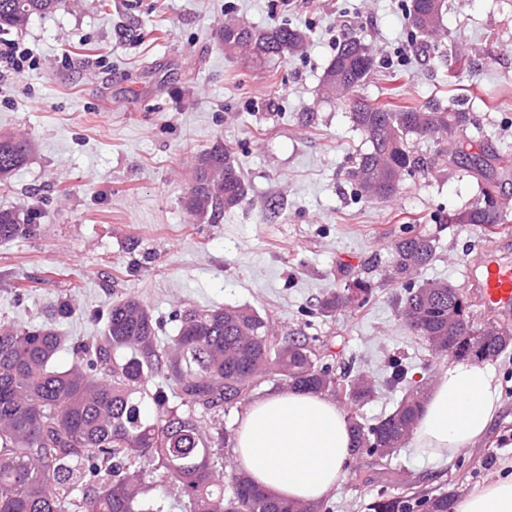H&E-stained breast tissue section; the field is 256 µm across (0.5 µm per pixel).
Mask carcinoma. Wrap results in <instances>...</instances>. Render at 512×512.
Listing matches in <instances>:
<instances>
[{
    "instance_id": "cac0c4a2",
    "label": "carcinoma",
    "mask_w": 512,
    "mask_h": 512,
    "mask_svg": "<svg viewBox=\"0 0 512 512\" xmlns=\"http://www.w3.org/2000/svg\"><path fill=\"white\" fill-rule=\"evenodd\" d=\"M61 0H0V37L25 29L35 15L55 12ZM444 3L410 0L408 16L423 41L441 38ZM309 41L306 30L284 23L260 30L224 14V54L255 64L297 54ZM375 66L372 50L358 35L338 46L321 77L322 95L348 101L351 119L367 149L358 154L348 177L359 194L387 199L399 192L403 176L420 167L412 141L448 138L435 159L461 166L477 180L480 196L471 206L448 215L450 224H470L491 236L507 228L509 212L499 196L497 155L461 156L458 131L470 124L467 112L451 107L403 105L396 108L353 98ZM30 142L0 135V183L27 160ZM249 184L224 141L218 140L194 163L183 208L196 223H214L238 207ZM40 212L33 206L0 208V240L35 234ZM435 253L433 239L418 233L391 245L389 278L401 283L400 319L436 356L483 363L512 345V333L496 322L477 320L472 299L443 280L416 282L413 276ZM373 285L356 278L318 301L316 313L333 316L362 308ZM72 313L61 298L38 325L0 319V512H166L171 495L182 512H326L320 502H293L257 488L240 464L224 469L221 446L230 439L217 428L212 436L195 414L226 411L249 401L262 382L275 376L286 389L311 391L345 401L353 428L351 455L387 462L413 434L429 382L409 378L394 359L386 383L400 391L395 408L374 423L357 409L376 384L337 373L333 355L315 350L309 338L281 344L270 336L268 320L246 306L186 308L178 334L157 348L158 322L151 308L129 296L112 304L103 335L71 346L72 360L59 362L67 340L57 323ZM166 368L182 411L171 407L151 418L142 414L152 393L153 374ZM457 494L396 495L382 491L368 512H456Z\"/></svg>"
}]
</instances>
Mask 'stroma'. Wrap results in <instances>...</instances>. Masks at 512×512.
Here are the masks:
<instances>
[{"mask_svg": "<svg viewBox=\"0 0 512 512\" xmlns=\"http://www.w3.org/2000/svg\"><path fill=\"white\" fill-rule=\"evenodd\" d=\"M407 0H63L0 45V134L32 141L27 162L0 184V207L41 206L27 239L0 240V318L40 323L58 298L69 341L102 335L95 311L143 300L158 336L176 335L188 306H248L277 340L304 335L335 355L337 370L378 379L360 409L373 422L398 399L381 380L401 357L436 380L434 358L397 313L399 284L384 275L392 242L420 231L435 241L423 280L464 287L466 263L492 246L512 262V231L485 236L447 223L478 196L462 168L438 164L404 177L396 196L368 200L347 172L364 148L349 109L322 97L339 41L358 34L376 68L357 90L373 103L458 101L472 123L458 139L488 151L509 175L512 207V0H447L437 42L414 35ZM268 29L308 28L304 52L256 68L225 55L226 12ZM22 67L6 63L11 50ZM466 64H457L455 50ZM236 156L246 200L213 224L189 223L182 199L192 163L216 139ZM370 280L363 308L316 314L327 293ZM501 408L485 436L452 459L404 445L385 465L352 457L328 512H366L380 489L459 496L512 473V348L492 360Z\"/></svg>", "mask_w": 512, "mask_h": 512, "instance_id": "1", "label": "stroma"}]
</instances>
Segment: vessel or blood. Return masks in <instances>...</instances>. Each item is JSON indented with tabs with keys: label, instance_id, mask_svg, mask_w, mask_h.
Masks as SVG:
<instances>
[{
	"label": "vessel or blood",
	"instance_id": "obj_1",
	"mask_svg": "<svg viewBox=\"0 0 512 512\" xmlns=\"http://www.w3.org/2000/svg\"><path fill=\"white\" fill-rule=\"evenodd\" d=\"M466 282L479 293L483 311L503 314L512 310V264L483 251L464 271Z\"/></svg>",
	"mask_w": 512,
	"mask_h": 512
}]
</instances>
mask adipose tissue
<instances>
[{
    "mask_svg": "<svg viewBox=\"0 0 512 512\" xmlns=\"http://www.w3.org/2000/svg\"><path fill=\"white\" fill-rule=\"evenodd\" d=\"M500 408L493 368L455 361L435 381L414 431L417 453L453 457L480 440ZM346 413L324 395L289 390L252 404L234 455L258 487L289 500L319 501L345 482L352 446ZM458 512H512V475L466 496Z\"/></svg>",
    "mask_w": 512,
    "mask_h": 512,
    "instance_id": "adipose-tissue-1",
    "label": "adipose tissue"
}]
</instances>
